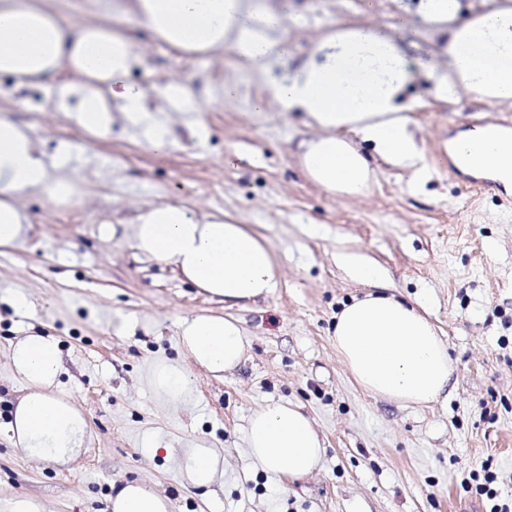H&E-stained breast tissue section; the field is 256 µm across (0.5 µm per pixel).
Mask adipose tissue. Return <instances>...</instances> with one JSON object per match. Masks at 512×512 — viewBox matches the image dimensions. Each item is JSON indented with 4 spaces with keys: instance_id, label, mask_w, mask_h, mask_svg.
Returning a JSON list of instances; mask_svg holds the SVG:
<instances>
[{
    "instance_id": "adipose-tissue-1",
    "label": "adipose tissue",
    "mask_w": 512,
    "mask_h": 512,
    "mask_svg": "<svg viewBox=\"0 0 512 512\" xmlns=\"http://www.w3.org/2000/svg\"><path fill=\"white\" fill-rule=\"evenodd\" d=\"M152 37L182 54L211 60L232 52L245 65L269 68L288 53L285 21L264 0H118ZM420 18L437 33L442 70L434 92L453 101L469 96L491 106L512 105V6L494 4L459 19V0H420ZM142 55L124 30L98 22L66 25L46 0H0V76L16 88L67 71L59 87V111L76 101V120L92 138L102 136L120 113L134 125L152 115L143 90L127 77ZM400 42L385 28L367 23L330 26L309 54L257 97L256 110L275 100L280 111L297 114L316 129L300 157L306 175L329 194L364 195L375 178L369 161L377 155L421 180L425 156L410 129L414 103L405 91L415 77ZM458 165L512 181V138L489 126L460 132L454 141ZM62 158L41 150L27 128L0 115V248L26 236L23 196L41 192L51 200L72 198V180L54 176ZM132 246L147 260L175 267L210 297L248 303L276 285V266L263 238L224 211L195 215L183 204L148 206L131 227ZM190 358L213 375L234 370L246 343L236 321L201 314L180 330ZM333 344L355 383L365 391L406 405L429 403L448 390L452 361L446 343L418 309L395 296L370 292L343 304L336 314ZM12 370L27 383L6 431L27 456L64 466L86 451L83 410L57 389L61 374L58 342L30 333L11 345ZM249 456L272 477L299 478L319 464L324 448L300 405L277 401L248 419ZM221 472L214 449H188L185 481L212 486ZM109 512H170L167 497L138 481L120 485Z\"/></svg>"
}]
</instances>
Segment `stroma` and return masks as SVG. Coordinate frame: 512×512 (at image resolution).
<instances>
[{"label": "stroma", "mask_w": 512, "mask_h": 512, "mask_svg": "<svg viewBox=\"0 0 512 512\" xmlns=\"http://www.w3.org/2000/svg\"><path fill=\"white\" fill-rule=\"evenodd\" d=\"M288 16L290 53L308 54L329 23L374 22L398 31L410 57L434 61L430 26L416 0H271ZM64 20L92 15L123 28L144 52L129 76L157 101L170 78L196 102L160 113L170 141L152 149L145 129L114 115L102 138L86 137L57 111L58 81L15 89L0 77V115L25 125L42 150L68 158L77 193L57 204L27 198L29 226L0 249V512L18 497L42 512H105L115 486L139 480L163 492L171 512H488L471 471L490 465L512 494V191L477 195L475 175L455 163L458 132L497 120L512 107L470 97L440 101L428 73L407 89L417 107L411 130L426 174L376 161L377 181L360 199L330 195L304 175L299 156L313 132L269 105L254 111L270 72L247 69L232 53L219 64L191 60L159 41L111 0H55ZM238 86L225 99V83ZM155 202L215 209L263 236L276 286L247 304L211 298L169 266L137 256L130 227ZM378 266L389 293L426 312L453 360L448 393L422 406L372 395L349 376L332 343L336 314L368 293L340 257ZM26 311L11 305L16 295ZM237 319L243 363L222 377L196 366L179 345L183 323L200 314ZM33 330L53 336L62 390L87 415V450L59 468L27 458L4 431L25 388L10 364L12 343ZM180 365L188 396L157 394V363ZM304 405L325 452L309 475L273 480L248 455L249 415L265 401ZM213 448L224 477L204 492L181 478L187 448Z\"/></svg>", "instance_id": "1"}]
</instances>
